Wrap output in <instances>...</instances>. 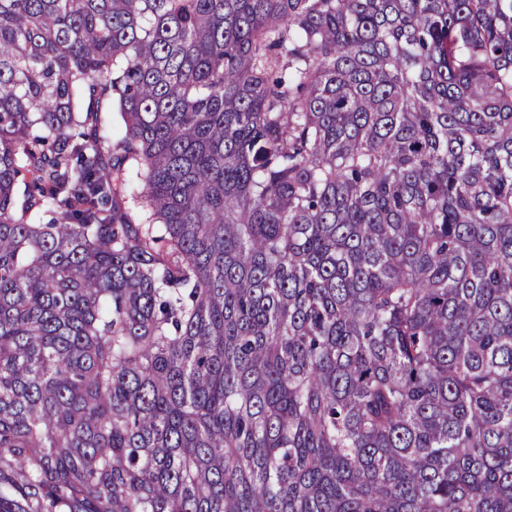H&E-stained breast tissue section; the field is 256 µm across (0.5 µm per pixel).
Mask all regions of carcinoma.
I'll list each match as a JSON object with an SVG mask.
<instances>
[{
	"label": "carcinoma",
	"instance_id": "1",
	"mask_svg": "<svg viewBox=\"0 0 512 512\" xmlns=\"http://www.w3.org/2000/svg\"><path fill=\"white\" fill-rule=\"evenodd\" d=\"M0 512H512V0H0Z\"/></svg>",
	"mask_w": 512,
	"mask_h": 512
}]
</instances>
